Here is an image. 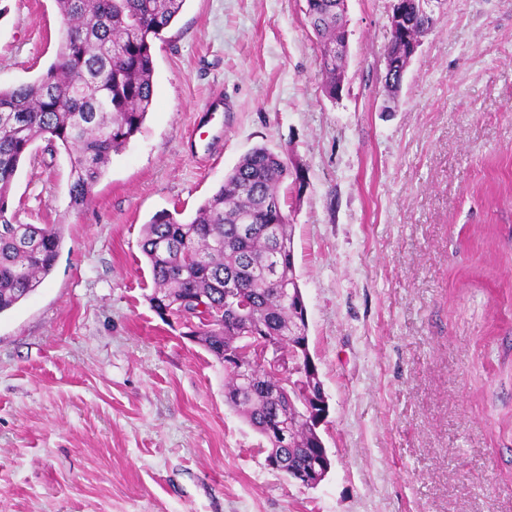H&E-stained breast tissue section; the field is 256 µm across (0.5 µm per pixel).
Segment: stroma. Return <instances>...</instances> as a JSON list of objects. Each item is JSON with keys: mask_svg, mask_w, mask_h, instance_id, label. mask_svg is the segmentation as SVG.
<instances>
[{"mask_svg": "<svg viewBox=\"0 0 512 512\" xmlns=\"http://www.w3.org/2000/svg\"><path fill=\"white\" fill-rule=\"evenodd\" d=\"M393 0H348L325 96L305 0H186L154 108L90 203L35 142L10 208L55 268L0 314V512H512V0H436L385 111ZM55 0H0V86L54 61ZM267 147L293 226L331 468L302 486L152 309L140 242Z\"/></svg>", "mask_w": 512, "mask_h": 512, "instance_id": "stroma-1", "label": "stroma"}]
</instances>
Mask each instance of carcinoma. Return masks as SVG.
Masks as SVG:
<instances>
[{
  "instance_id": "cac0c4a2",
  "label": "carcinoma",
  "mask_w": 512,
  "mask_h": 512,
  "mask_svg": "<svg viewBox=\"0 0 512 512\" xmlns=\"http://www.w3.org/2000/svg\"><path fill=\"white\" fill-rule=\"evenodd\" d=\"M307 18L319 39L323 89L327 96L341 78L328 51L345 39L336 0H307ZM62 18L54 62L33 81L0 88V314L34 292L51 274L62 243L58 224H24L10 209L13 181L36 140L45 151L70 161V206L88 204L112 154L122 151L142 128L152 108V41L159 39L185 0H56ZM407 62L391 60L386 86L397 88ZM299 170L264 147H254L221 185L184 221L162 212L144 225L140 242L154 284L149 297L160 318L183 311L199 320L190 336L219 362L245 336L268 337L288 353L296 318L281 289L295 276L292 225L279 190ZM241 288L250 310L243 324L224 310L227 282ZM224 398L261 436L299 412L280 400L279 379L261 368L247 381L225 370ZM320 447L310 430H296L286 449L306 466Z\"/></svg>"
}]
</instances>
